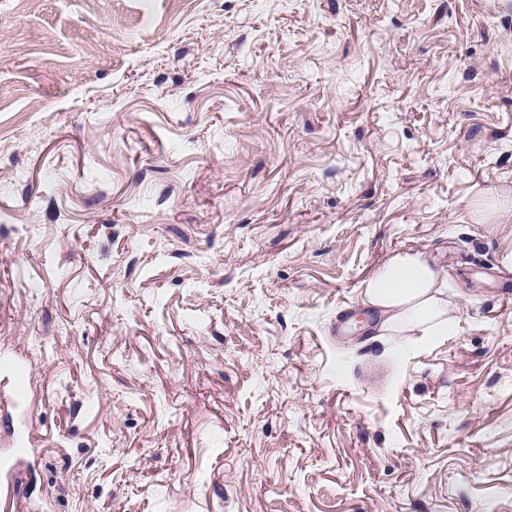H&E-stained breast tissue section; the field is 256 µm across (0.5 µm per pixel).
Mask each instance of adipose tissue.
<instances>
[{
	"instance_id": "adipose-tissue-1",
	"label": "adipose tissue",
	"mask_w": 512,
	"mask_h": 512,
	"mask_svg": "<svg viewBox=\"0 0 512 512\" xmlns=\"http://www.w3.org/2000/svg\"><path fill=\"white\" fill-rule=\"evenodd\" d=\"M365 304L381 314L385 336L447 332L453 322L448 301V280L417 251L393 255L363 284Z\"/></svg>"
}]
</instances>
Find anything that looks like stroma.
<instances>
[{
  "label": "stroma",
  "mask_w": 512,
  "mask_h": 512,
  "mask_svg": "<svg viewBox=\"0 0 512 512\" xmlns=\"http://www.w3.org/2000/svg\"><path fill=\"white\" fill-rule=\"evenodd\" d=\"M512 0H0L26 512H512ZM447 335L381 336L395 253ZM481 223L484 224H511L512 200L496 199L486 210L482 212ZM362 296L381 314V336L443 335L453 322L448 280L418 251L393 255L363 283Z\"/></svg>",
  "instance_id": "35a3bbf8"
}]
</instances>
